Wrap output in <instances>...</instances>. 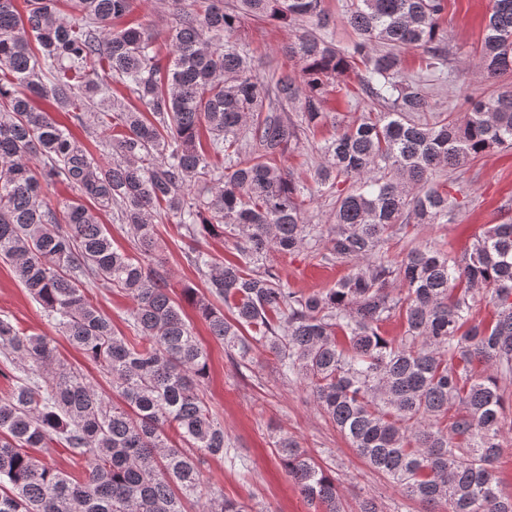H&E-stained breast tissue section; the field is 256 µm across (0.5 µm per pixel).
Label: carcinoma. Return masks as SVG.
Segmentation results:
<instances>
[{
  "mask_svg": "<svg viewBox=\"0 0 512 512\" xmlns=\"http://www.w3.org/2000/svg\"><path fill=\"white\" fill-rule=\"evenodd\" d=\"M69 2L66 14L58 0H0V260L121 403L66 368L55 337L0 314V352L23 372L0 398V512H247L204 483L196 452L236 456L202 392L209 354L169 295L152 224L160 212L196 243L234 239L236 262L188 247L207 293L184 295L239 366L251 369L264 348L425 512H512L497 469L500 382L512 379V222L489 226L460 260L416 241L409 223L455 210L438 173L512 148L511 90L469 99L462 120L430 111L427 79H456L445 71L448 0H347L357 38L345 46L317 33L330 26L322 0H167L178 22L165 64L147 28H112L133 0ZM248 17L315 26L282 46L298 73L256 74L241 47ZM407 51L421 57L415 78L402 67ZM470 65L491 80L512 73V0H491ZM350 73L373 107L346 124L325 103ZM35 98L79 124L94 108L98 124L121 128L110 161L35 110ZM328 119L336 134L311 175L336 190L323 226L306 223L307 186L281 159ZM60 186L77 198L58 210L49 194ZM101 212L128 226L137 254L113 247ZM393 237L403 242L395 254L384 247ZM299 248L347 274L326 290L288 288L265 261ZM90 279L133 299L130 335L93 303ZM483 298L496 308L490 322L473 318ZM393 318L398 339L382 333ZM57 446L87 464L83 480L37 455ZM274 448L314 512H347L336 476L296 438L281 434Z\"/></svg>",
  "mask_w": 512,
  "mask_h": 512,
  "instance_id": "carcinoma-1",
  "label": "carcinoma"
}]
</instances>
